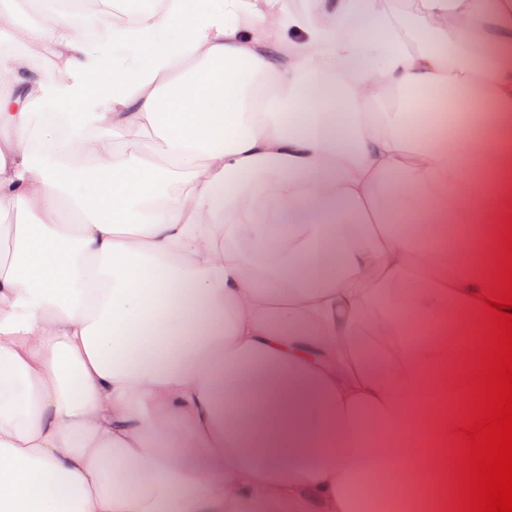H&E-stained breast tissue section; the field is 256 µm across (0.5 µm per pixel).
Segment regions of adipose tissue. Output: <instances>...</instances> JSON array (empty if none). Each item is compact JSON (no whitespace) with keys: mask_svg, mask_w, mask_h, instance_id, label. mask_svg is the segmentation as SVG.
Returning a JSON list of instances; mask_svg holds the SVG:
<instances>
[{"mask_svg":"<svg viewBox=\"0 0 512 512\" xmlns=\"http://www.w3.org/2000/svg\"><path fill=\"white\" fill-rule=\"evenodd\" d=\"M10 37L63 77L0 57V512H445L512 0H159L97 44L46 0ZM448 87L455 127L409 130Z\"/></svg>","mask_w":512,"mask_h":512,"instance_id":"obj_1","label":"adipose tissue"}]
</instances>
